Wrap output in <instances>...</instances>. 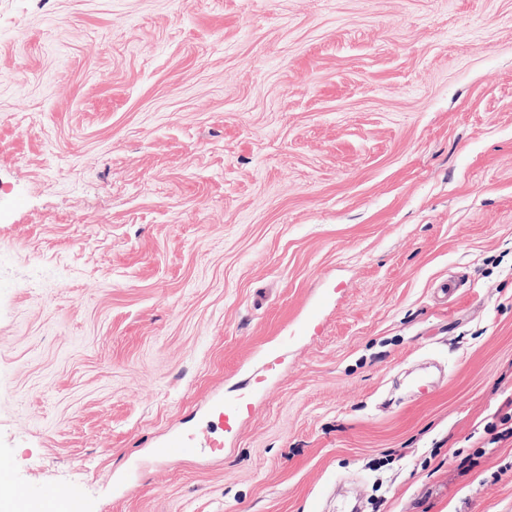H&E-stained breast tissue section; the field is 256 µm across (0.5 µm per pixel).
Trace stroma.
Returning <instances> with one entry per match:
<instances>
[{"label": "stroma", "instance_id": "35a3bbf8", "mask_svg": "<svg viewBox=\"0 0 512 512\" xmlns=\"http://www.w3.org/2000/svg\"><path fill=\"white\" fill-rule=\"evenodd\" d=\"M1 463L512 512V0H0Z\"/></svg>", "mask_w": 512, "mask_h": 512}]
</instances>
